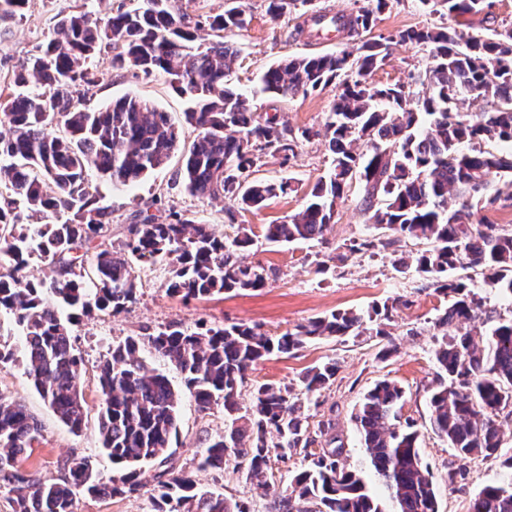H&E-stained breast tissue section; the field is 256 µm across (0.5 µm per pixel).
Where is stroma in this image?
<instances>
[{"mask_svg":"<svg viewBox=\"0 0 512 512\" xmlns=\"http://www.w3.org/2000/svg\"><path fill=\"white\" fill-rule=\"evenodd\" d=\"M247 25L233 33L231 40L240 50L237 70L228 81L239 89L254 93L260 112L278 114L289 128H322L336 90H323L291 99H274L260 94L258 77L270 64L291 55L314 52L336 53L343 44L335 36L292 39L293 27L288 18H273L267 12L266 0H245ZM64 0H29L26 16L14 24L8 35L0 38V75L12 73L34 54L51 36L55 16ZM449 15L431 14L418 8L416 0H390L379 14L376 33L422 26H456ZM428 63L426 51L409 46H393L385 66L373 79L378 83L406 80L409 73L424 71ZM101 82L82 99L83 108L92 110L127 94L139 96L180 127V141L190 144L196 136L186 124L184 114L189 104L159 72L144 74L112 69V57L102 54L88 64ZM179 157L131 187H112L90 172L89 181L103 204L112 208V238L123 240L127 226L140 208L153 197H161L167 208L184 214L200 224L212 225L216 234H234L235 224L254 231V242L244 252L246 263L264 267L269 275L265 288L254 292H229L221 296L183 301L168 295L164 283L167 267L158 263L141 269L138 279V301L118 315L99 312L73 329L74 348L83 359V394L87 418L80 433H73L55 415L32 386L22 362L0 366V395L20 402L38 421L41 437L24 467L36 476L50 481L64 474L65 462L73 457H92L103 473H111L112 461L98 446L99 391L97 371L113 345L138 334L145 326L155 327L179 322L187 327L203 323L209 326L234 322L259 325L263 332L274 335L309 319L336 310L369 311L387 298H397L385 320L384 335L367 331L358 336L319 339L290 355L271 356L251 366L242 390L241 403H249L255 385L272 382L302 393L301 377L315 365L335 361V382L321 393V404L309 419L310 425L332 420L336 441L341 444V464L361 468L365 454L350 420L363 393L377 380L389 378L405 390L403 418L414 420L420 430V454L428 465L437 491L440 512H468L475 495L486 485L512 481V472L502 468L494 458L473 457L467 464L465 480L449 484L448 470L452 451L438 437L428 420L427 390L434 378V352L442 331L435 325L438 314L449 299L438 294L429 280L410 272L399 273L393 266L392 254L380 249L351 252L352 244L379 237V230L366 224L358 205L357 192L338 203L333 224L325 241L272 243L264 237L265 225L277 223L299 211L310 188L331 167V155L323 139L300 141L296 155L288 164L279 157L263 160L256 176L270 181H287L288 193L270 198L258 211L236 210L235 222H228L224 210L227 199L206 200L192 195L175 181ZM326 264L325 273H316L317 264ZM398 346L396 354L380 359L379 352L387 340ZM179 438L173 446L177 464L190 465L205 439L224 432V409L216 406L200 412L190 394H182L179 404ZM194 479L201 486L223 492L225 497L248 503L251 512H267L268 497L246 478L245 469L226 466L224 471L197 470Z\"/></svg>","mask_w":512,"mask_h":512,"instance_id":"35a3bbf8","label":"stroma"}]
</instances>
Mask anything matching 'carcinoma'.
Here are the masks:
<instances>
[{"label": "carcinoma", "mask_w": 512, "mask_h": 512, "mask_svg": "<svg viewBox=\"0 0 512 512\" xmlns=\"http://www.w3.org/2000/svg\"><path fill=\"white\" fill-rule=\"evenodd\" d=\"M226 2L224 13L208 19L213 38L201 43L195 0H129V7L103 17L70 6L58 13L55 36L40 54L0 84V126L9 130L0 133V313L10 315L25 338L23 360L34 388L71 431L82 430V368L72 327L96 311L117 315L136 303L138 273L147 264L166 262V292L183 299L267 284L263 267L241 261L253 244L250 227L240 224L234 236L218 237L207 224L162 210L157 199L128 225L125 240L112 241V210L92 191L89 172L115 186L131 185L168 163L179 133L134 95L93 112L79 108L81 93L99 82L86 64L110 52L112 68L161 72L193 103L184 117L196 137L176 178L198 197L222 196L241 210H259L288 191L286 182L252 177L263 156L286 164L299 141L324 137L331 172L313 185L301 210L265 226L268 241L323 239L337 203L358 183L367 222L389 231L379 240L383 249L396 253L411 239L430 243L414 255L401 254L394 267L429 278L436 292L452 297L435 325L457 333L443 336L435 351L427 399L430 425L457 462L448 484L465 479V465L476 455L498 458L512 470L498 424L500 415L512 416V319L483 311L471 285L452 277L466 263L512 296V228L487 217L512 208V194L493 185L497 179L512 184V26L476 35L447 26L411 27L374 37L387 0L349 13L315 10L313 0H268L272 17L300 18L294 27L299 36L334 31L358 42L353 52L288 56L260 76L261 92L279 98L336 88L323 129L306 128L297 136L227 83L240 50L226 33L247 19L241 0ZM418 2L441 15L489 16L493 7L491 0ZM27 4L0 0V28L19 22ZM394 44L428 51L431 63L408 82L376 83L372 74ZM32 74L42 80V91L26 90ZM480 102L491 108L462 111ZM488 142L500 149L484 150ZM35 255L47 262L40 279L26 272ZM384 311L386 302L370 312L332 311L276 336L244 322L146 327L112 348L100 365L99 447L125 472L104 476L88 457L68 460L55 482L24 470L21 458L41 427L22 404L0 396V485L15 494L14 512H75L81 494L122 498L144 490L155 512H251L244 502L199 487L191 472L171 462L180 394L138 355L146 344L183 375L200 411L224 408V434L205 440L197 469L222 472L232 461L245 467L247 478L272 497V512H439L419 431L415 422L401 421L404 390L398 383L377 381L353 414L378 493L364 471L340 465L342 447L321 445L332 421L318 422L311 432L288 387L260 384L249 405L240 402L253 364L315 339L358 336ZM479 314L488 329H463ZM337 371L328 361L303 375L314 407ZM299 450L308 466L283 491L269 481L270 463ZM469 512H512V484L482 488Z\"/></svg>", "instance_id": "cac0c4a2"}]
</instances>
